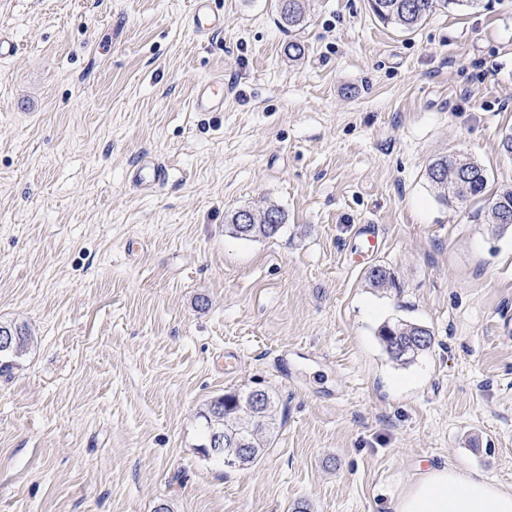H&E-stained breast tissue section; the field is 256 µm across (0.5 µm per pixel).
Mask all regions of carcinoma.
<instances>
[{
	"mask_svg": "<svg viewBox=\"0 0 512 512\" xmlns=\"http://www.w3.org/2000/svg\"><path fill=\"white\" fill-rule=\"evenodd\" d=\"M279 20L283 28L293 31L305 20V0H276ZM374 15L387 24H394L405 31H411L433 15L437 9L468 8L483 6V0H369ZM452 161L440 157L432 161L426 169L428 181L448 200L454 198L465 201L483 194L487 178L485 170L475 161L465 159L455 168V175L448 177V166ZM492 224L496 231L504 232L512 228V222L502 224L500 216L512 219V187L502 189L489 201ZM253 223H239V212L228 218L233 233L244 239L270 238L273 233L266 224V216L273 215L276 223L285 224V213L276 205L249 209ZM367 279L374 288L394 285V277L383 267L370 268ZM379 337L391 359L404 364L411 362L422 352L430 349V330L420 324L397 321L382 326ZM31 336L23 326L0 325V376L8 374L17 360L28 349ZM276 400L265 389H255L248 393L230 392L206 404L199 412L202 419L203 454L212 458L218 449L211 447V436L220 435L226 452L244 448L246 452L235 455L233 467L241 469L257 463L263 456L267 444L274 433Z\"/></svg>",
	"mask_w": 512,
	"mask_h": 512,
	"instance_id": "1",
	"label": "carcinoma"
}]
</instances>
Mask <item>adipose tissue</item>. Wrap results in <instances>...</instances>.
<instances>
[{
	"label": "adipose tissue",
	"instance_id": "obj_1",
	"mask_svg": "<svg viewBox=\"0 0 512 512\" xmlns=\"http://www.w3.org/2000/svg\"><path fill=\"white\" fill-rule=\"evenodd\" d=\"M395 512H512V488L455 466L418 471L394 505Z\"/></svg>",
	"mask_w": 512,
	"mask_h": 512
}]
</instances>
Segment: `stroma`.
Segmentation results:
<instances>
[{"label":"stroma","instance_id":"obj_1","mask_svg":"<svg viewBox=\"0 0 512 512\" xmlns=\"http://www.w3.org/2000/svg\"><path fill=\"white\" fill-rule=\"evenodd\" d=\"M0 0V512H393L417 467L512 487V0L417 30L309 0L291 60L274 0ZM224 109H192L203 80ZM476 161L442 199L432 159ZM164 163L136 190L134 167ZM274 204L272 238L228 216ZM374 225L366 250L358 231ZM375 265L396 284L374 288ZM433 336L411 363L384 323ZM293 350L292 380L274 358ZM276 399L261 460L206 459L200 409ZM210 0H195L192 13V25L198 32L221 29L223 20L213 15L209 9ZM455 164V175L451 178H448V166L453 167V164L448 156L435 159L427 166V179L439 195L445 200L454 198L458 201L481 196L487 183L484 168L470 159L455 161ZM488 204L495 230L504 232L512 228V187L503 188ZM504 215L510 218L509 224L499 223L498 217ZM243 210L252 213V217H246L245 221L247 224L239 223V214ZM268 215H274L276 218V224L280 225L279 229L275 233L270 232V224H265L266 216ZM252 218L253 224H249L252 222ZM285 220V213L280 207L276 205H267L266 207H259L258 209L244 208L235 211L228 218V224H231L233 233L240 238H270L277 235L281 231L285 224ZM30 342L31 336L24 326L0 325V376L14 368Z\"/></svg>","mask_w":512,"mask_h":512}]
</instances>
